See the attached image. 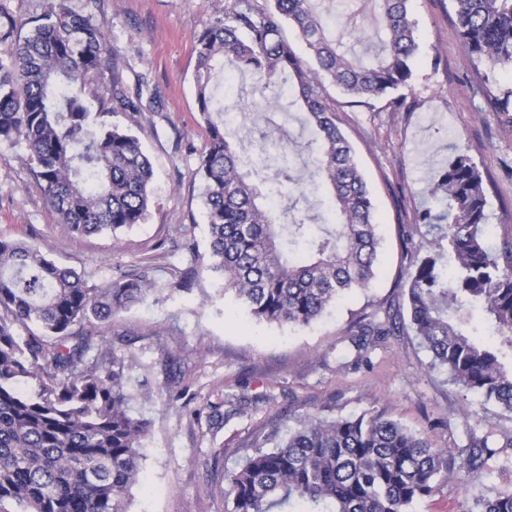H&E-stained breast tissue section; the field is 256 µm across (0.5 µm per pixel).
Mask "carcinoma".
<instances>
[{"instance_id":"obj_1","label":"carcinoma","mask_w":512,"mask_h":512,"mask_svg":"<svg viewBox=\"0 0 512 512\" xmlns=\"http://www.w3.org/2000/svg\"><path fill=\"white\" fill-rule=\"evenodd\" d=\"M409 2L371 0L363 20L378 37L373 64L348 56L332 35L336 0H229L224 18L197 37L206 131L198 172L213 269L224 276V292L258 321L307 326L343 294L371 285L376 206L326 84L363 105L408 108L398 91L408 86L419 49ZM452 2L474 67L511 64L512 0ZM287 25L298 30L309 59L289 45ZM0 45V141L25 144L61 222L80 235L114 238L144 223L149 157L130 129L92 118L76 89L106 66L105 24L69 0H49L24 36L0 21ZM228 62L267 86L285 76L293 94L254 110L252 126L232 134L211 87ZM112 104L133 117L141 96L116 83ZM298 105L317 134L303 145L318 155L309 175L287 161H255L231 142L244 144L252 128L269 122V111L286 116ZM493 105L512 126V89L493 96ZM431 195L434 204L411 218L425 232L405 242L401 300L409 326L431 353L429 368L446 370L512 420V234L489 243L487 188L464 152L438 170ZM153 286L142 268L90 288L85 274L58 266L40 246L0 238V512H129L149 423L131 414L124 361L84 328L144 301ZM400 320L397 308L383 320L359 321L348 335L362 352ZM279 433L272 430L273 448L254 449L225 473L227 512H409L450 473L481 481L495 455L487 440L472 437L450 456L375 411L308 414ZM465 512H512V492H481Z\"/></svg>"}]
</instances>
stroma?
I'll use <instances>...</instances> for the list:
<instances>
[{"instance_id": "1", "label": "stroma", "mask_w": 512, "mask_h": 512, "mask_svg": "<svg viewBox=\"0 0 512 512\" xmlns=\"http://www.w3.org/2000/svg\"><path fill=\"white\" fill-rule=\"evenodd\" d=\"M225 0H71L104 22L111 50L103 72L86 78L92 113L131 129L153 165L144 223L111 235L83 236L46 204L24 145L0 142V237L40 243L59 265L99 287L145 266L155 290L112 322L92 323L111 354L127 365L133 415L149 423L141 446V482L130 512H226L224 473L265 443L282 417L317 413L386 414L456 454L470 436L487 438L495 455L485 485L512 489V420L498 417L430 368L431 356L403 327L357 360L346 333L357 320L384 315L396 303L407 262L400 249L415 209L430 203V184L449 157L467 152L488 182L491 241L512 230V129L490 94L512 88V66L496 69L482 91L455 26L451 0H410L419 50L404 93L409 112L385 101L355 106L335 87L340 126L376 204L382 247L370 288L333 304L312 325L259 322L224 293L212 267L197 158L205 145L198 123L195 41L224 16ZM141 93L135 116L112 110V85ZM191 238L196 248L181 243ZM193 268L187 290L174 271ZM473 484L449 476L413 512H462Z\"/></svg>"}]
</instances>
